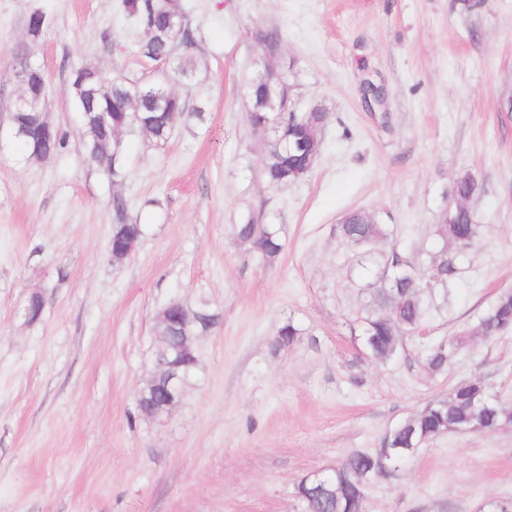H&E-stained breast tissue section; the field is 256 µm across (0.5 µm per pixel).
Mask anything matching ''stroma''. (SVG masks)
<instances>
[{"instance_id":"35a3bbf8","label":"stroma","mask_w":512,"mask_h":512,"mask_svg":"<svg viewBox=\"0 0 512 512\" xmlns=\"http://www.w3.org/2000/svg\"><path fill=\"white\" fill-rule=\"evenodd\" d=\"M192 39L172 64L143 56L122 0H0V127L30 55L50 87L61 152L27 159L0 143V512H304L302 477L379 447L429 401L477 379L512 405V331L479 320L512 290V0H184ZM43 11L45 37L27 38ZM283 37L294 111L329 115L307 176L273 189L267 132L247 120V83ZM91 66L163 83L189 112L158 144L120 135L116 166L89 160L71 73ZM384 105L364 100L366 84ZM471 177L480 226L466 248L436 228ZM142 225L134 254L108 250L112 197ZM369 212L387 238L355 246L338 226ZM274 224L283 249L263 261L238 241L246 220ZM426 284L424 317L378 364L354 333L373 313L392 254ZM455 267L435 277V260ZM40 294L39 320L22 308ZM206 299L220 320L196 342L198 369L165 419L136 393L170 301ZM302 334L273 350L285 321ZM466 333L446 372L424 366ZM512 503V424L449 433L366 485L365 512H498Z\"/></svg>"}]
</instances>
